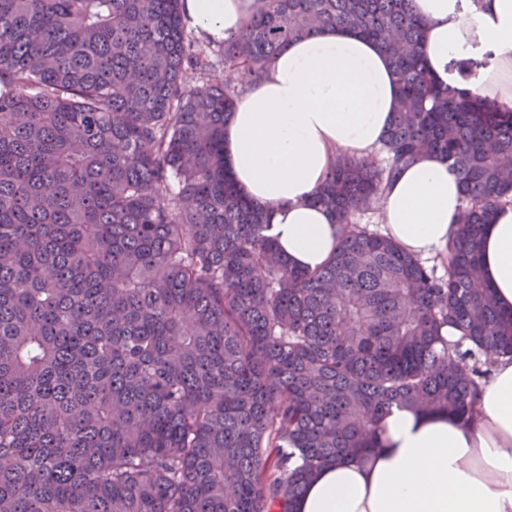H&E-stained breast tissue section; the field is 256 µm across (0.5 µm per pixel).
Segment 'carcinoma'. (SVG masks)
<instances>
[{
	"label": "carcinoma",
	"mask_w": 512,
	"mask_h": 512,
	"mask_svg": "<svg viewBox=\"0 0 512 512\" xmlns=\"http://www.w3.org/2000/svg\"><path fill=\"white\" fill-rule=\"evenodd\" d=\"M333 26L378 44L399 101L381 161L339 156L316 193L339 243L305 270L224 123L239 71ZM422 26L413 0H266L198 87L181 0H0V512H293L393 409L472 415L512 360L479 284L512 108L435 85ZM424 153L464 203L442 275L354 222Z\"/></svg>",
	"instance_id": "cac0c4a2"
}]
</instances>
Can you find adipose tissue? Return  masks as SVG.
I'll return each mask as SVG.
<instances>
[{"instance_id": "1", "label": "adipose tissue", "mask_w": 512, "mask_h": 512, "mask_svg": "<svg viewBox=\"0 0 512 512\" xmlns=\"http://www.w3.org/2000/svg\"><path fill=\"white\" fill-rule=\"evenodd\" d=\"M263 0H182L188 28L219 44ZM435 82L512 107V0H413ZM489 56L460 73L461 61ZM398 102L389 63L369 39L338 27L290 42L262 76L242 75L224 125V159L237 188L269 208L271 234L297 267L324 264L339 227L313 197L339 152L369 156ZM463 208L446 161L424 154L387 187L381 218L407 252L447 253ZM484 281L512 312V203L497 207L481 244ZM296 512H512V361L477 388L470 419L393 410L374 448L318 471Z\"/></svg>"}]
</instances>
